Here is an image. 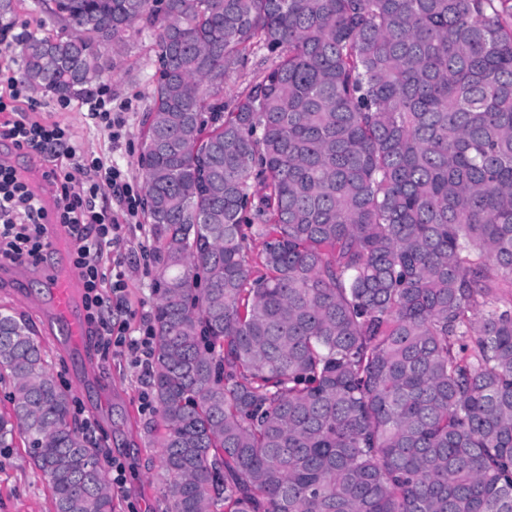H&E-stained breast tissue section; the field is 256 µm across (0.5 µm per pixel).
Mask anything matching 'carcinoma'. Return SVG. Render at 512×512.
Listing matches in <instances>:
<instances>
[{
  "label": "carcinoma",
  "instance_id": "carcinoma-1",
  "mask_svg": "<svg viewBox=\"0 0 512 512\" xmlns=\"http://www.w3.org/2000/svg\"><path fill=\"white\" fill-rule=\"evenodd\" d=\"M51 3L72 34L26 38L32 86L75 94L141 21L165 63L139 158L165 512H512V0ZM253 42L280 60L226 114ZM3 378L0 448L54 512H114L0 312Z\"/></svg>",
  "mask_w": 512,
  "mask_h": 512
}]
</instances>
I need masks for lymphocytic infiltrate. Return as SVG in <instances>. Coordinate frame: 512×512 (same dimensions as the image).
Listing matches in <instances>:
<instances>
[{"label": "lymphocytic infiltrate", "instance_id": "obj_1", "mask_svg": "<svg viewBox=\"0 0 512 512\" xmlns=\"http://www.w3.org/2000/svg\"><path fill=\"white\" fill-rule=\"evenodd\" d=\"M28 85L7 76L0 87V137L16 150L43 155L49 164L42 173L52 189L54 206L45 210L40 197L8 161L0 159V260L38 264L53 246V229L65 230L72 246V263L84 290L88 332L102 350L124 347L150 356L153 336L134 337L126 325H113L112 304L104 286L120 292L123 278L108 281L102 260L121 243L120 227L96 200L104 187H121L128 209L136 207L133 187L123 183L121 171L92 156L76 155L69 128L57 121L31 117L23 108Z\"/></svg>", "mask_w": 512, "mask_h": 512}]
</instances>
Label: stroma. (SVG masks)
<instances>
[{"instance_id": "1", "label": "stroma", "mask_w": 512, "mask_h": 512, "mask_svg": "<svg viewBox=\"0 0 512 512\" xmlns=\"http://www.w3.org/2000/svg\"><path fill=\"white\" fill-rule=\"evenodd\" d=\"M49 0H14L8 39L12 43L13 69L24 72V39L47 34L66 36L70 27L48 10ZM155 27L137 23L119 55L114 68L105 70L100 83L90 84L71 96V106L62 110L57 97L34 89L36 112L70 126L71 141L77 152L117 163L126 181L137 191H144L145 178L139 164L141 136L151 92L158 79ZM277 61L265 48L251 46L224 77L220 99L225 111L237 104L259 81L262 73ZM106 86L112 96L113 111L122 114L125 136L111 140L107 131L96 128L87 116L86 101L99 86ZM97 206L111 210L121 226L123 242L105 256L106 267L123 271L127 287L114 322H127L132 329L142 327L158 302L160 242L145 210L128 215L122 200L104 190ZM70 265V257L46 259L14 271L0 267V312L23 316L39 338L48 334L44 310L36 297L39 278L56 264ZM50 366L57 383L69 394L78 424L86 425V437L102 448L100 467L104 477H111L113 463H123L126 483L113 488L115 512H165L161 481L160 449L149 432L153 404L148 395V377L134 356L121 349L103 353L95 339H88L83 353L73 354L50 349ZM50 492L35 468L26 448H0V512H51Z\"/></svg>"}]
</instances>
